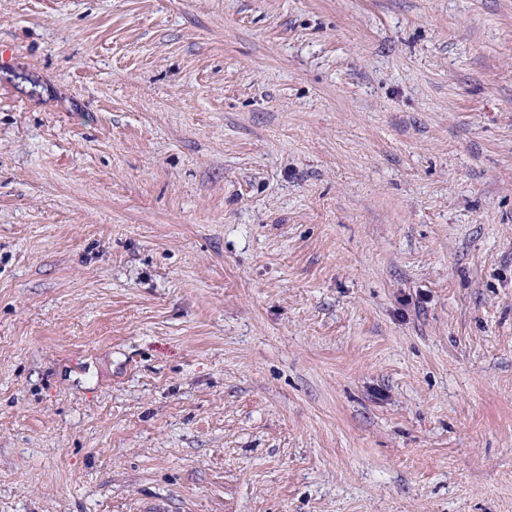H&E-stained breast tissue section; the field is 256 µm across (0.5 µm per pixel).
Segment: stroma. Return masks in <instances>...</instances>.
Segmentation results:
<instances>
[{
	"label": "stroma",
	"mask_w": 512,
	"mask_h": 512,
	"mask_svg": "<svg viewBox=\"0 0 512 512\" xmlns=\"http://www.w3.org/2000/svg\"><path fill=\"white\" fill-rule=\"evenodd\" d=\"M0 512H512V0H0Z\"/></svg>",
	"instance_id": "obj_1"
}]
</instances>
